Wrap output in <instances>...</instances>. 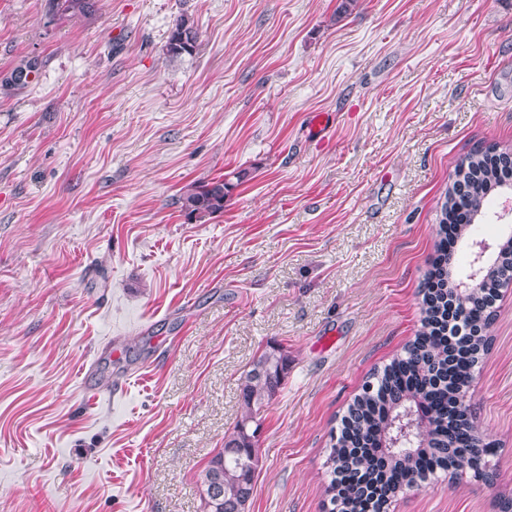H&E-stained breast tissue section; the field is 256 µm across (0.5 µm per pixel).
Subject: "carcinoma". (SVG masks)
Wrapping results in <instances>:
<instances>
[{
	"mask_svg": "<svg viewBox=\"0 0 512 512\" xmlns=\"http://www.w3.org/2000/svg\"><path fill=\"white\" fill-rule=\"evenodd\" d=\"M51 7L63 12L85 13L92 0H49ZM198 49L194 25L179 18L168 37V52L178 57ZM512 169V153L495 154L475 150L459 165L457 179L445 192L436 248L440 266L427 277L443 276L448 264L445 232L460 240L472 236L473 224L488 209L493 187H503L504 170ZM245 173L230 172L202 184L192 183L183 193L182 207L188 216L202 218L224 211V202L238 187ZM460 210L467 223L448 224V216ZM454 283L447 291L422 289L423 326L405 347L402 355L386 366L376 381L366 383L348 407L342 431L330 448L329 463L344 476L341 483L329 482L325 494L330 504L342 505L341 512H383L386 501L406 488L418 487L423 474L462 470L466 453L481 438L470 428L454 423L448 428V407L468 393L472 370L479 355L487 349L483 335H472L461 345H450L448 337L435 330L445 295H454ZM502 288L499 269L486 271L481 288L465 300L455 299L461 323L467 329L482 330L492 315L493 302ZM288 370V355L274 345L257 356L242 384L246 413L224 440L209 462L200 485L202 512H246L258 466V440H249L250 428L258 412L276 395ZM430 415L428 427L417 421Z\"/></svg>",
	"mask_w": 512,
	"mask_h": 512,
	"instance_id": "obj_1",
	"label": "carcinoma"
}]
</instances>
